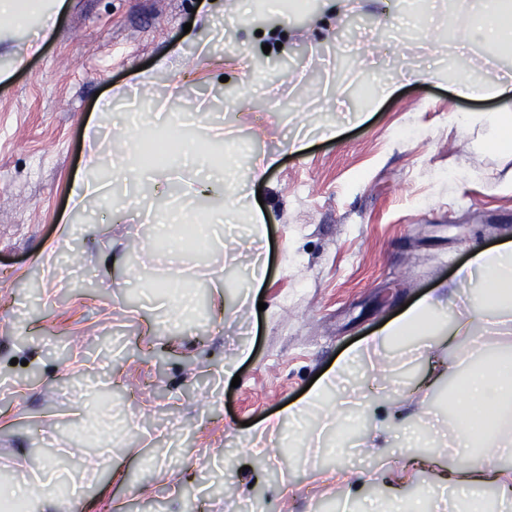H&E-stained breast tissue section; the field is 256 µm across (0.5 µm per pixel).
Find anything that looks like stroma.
<instances>
[{
  "mask_svg": "<svg viewBox=\"0 0 512 512\" xmlns=\"http://www.w3.org/2000/svg\"><path fill=\"white\" fill-rule=\"evenodd\" d=\"M65 2L25 64L33 21L0 43V488L55 455L85 482L60 512H370L400 495L431 512L440 471L467 451L452 457L442 444L455 378L425 397L416 386L434 363L465 369L477 356L467 339L413 362L390 345L358 366L359 403L322 447L307 446L316 409L284 423L277 460L247 435L355 339L447 288L473 250L512 242V150L474 147L459 121L512 113V101L462 99L449 83L464 71L494 84L512 52L448 43L469 0H419L425 21L414 30L408 0H346L337 13L309 0L258 21L243 0ZM177 46L187 69L155 74L138 101L99 111L97 96ZM418 67L447 77L412 82ZM219 122V151L240 169L258 153L279 156L229 218L266 245L254 294L230 239L212 235L203 254L155 241L167 215L209 212L188 192L211 174L193 159L165 195L149 177L111 178L83 209L70 206L89 125L129 133L124 145L103 141L109 166L146 126L201 141ZM331 124L334 139L322 134ZM254 210L257 228L246 221ZM105 253L117 257L106 271ZM172 261L209 311L177 330L169 306L146 301ZM386 399L409 417L385 426L386 447L355 452L377 426L369 403ZM341 465L354 474L350 500L322 481Z\"/></svg>",
  "mask_w": 512,
  "mask_h": 512,
  "instance_id": "1",
  "label": "stroma"
}]
</instances>
